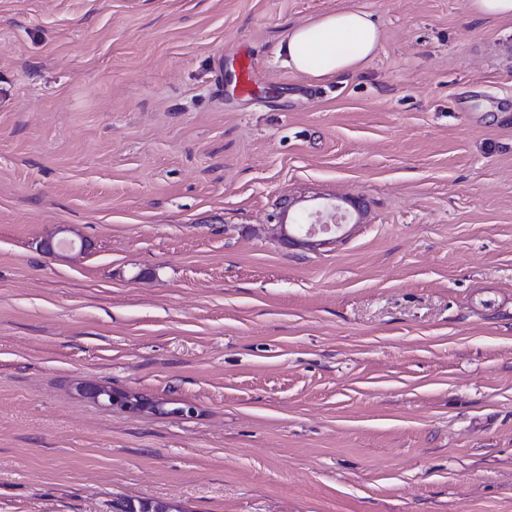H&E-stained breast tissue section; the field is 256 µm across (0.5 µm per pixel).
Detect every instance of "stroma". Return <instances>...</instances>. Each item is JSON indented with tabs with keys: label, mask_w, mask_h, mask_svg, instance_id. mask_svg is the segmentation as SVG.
<instances>
[{
	"label": "stroma",
	"mask_w": 512,
	"mask_h": 512,
	"mask_svg": "<svg viewBox=\"0 0 512 512\" xmlns=\"http://www.w3.org/2000/svg\"><path fill=\"white\" fill-rule=\"evenodd\" d=\"M467 2L0 0V512H512V21ZM348 8L365 67L285 65ZM380 42L381 32L365 11L341 9L293 29L283 51L289 68L317 80L362 68ZM309 217L312 221L311 225H307V229H300L305 233L306 238L309 239L305 245L312 249H317L324 245L326 241L310 239L318 237L319 233L331 232L333 229L336 234L342 232L347 225L346 223H348L350 215L340 204L329 201L319 206ZM337 217H340L341 220L337 221ZM90 397L102 404L112 408L118 407L124 411L145 412L153 411L157 406L155 403L149 404L141 395L136 393L115 392L110 387H95L87 392Z\"/></svg>",
	"instance_id": "obj_1"
}]
</instances>
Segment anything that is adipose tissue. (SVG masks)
Masks as SVG:
<instances>
[{
    "mask_svg": "<svg viewBox=\"0 0 512 512\" xmlns=\"http://www.w3.org/2000/svg\"><path fill=\"white\" fill-rule=\"evenodd\" d=\"M380 42L381 32L365 11L341 9L293 29L283 51L289 68L317 80L362 68Z\"/></svg>",
    "mask_w": 512,
    "mask_h": 512,
    "instance_id": "1",
    "label": "adipose tissue"
}]
</instances>
